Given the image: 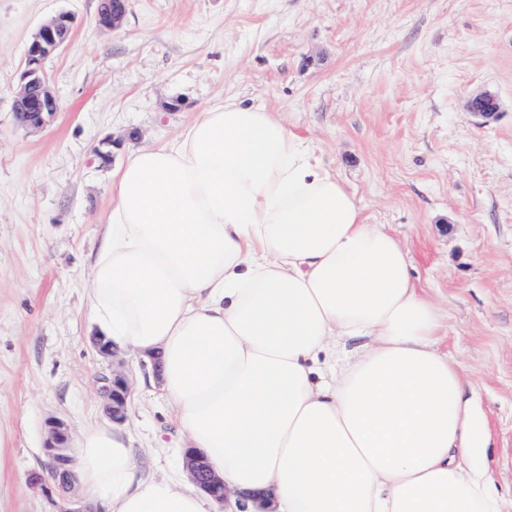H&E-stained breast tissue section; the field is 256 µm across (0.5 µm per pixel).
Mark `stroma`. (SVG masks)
Masks as SVG:
<instances>
[{"label": "stroma", "instance_id": "35a3bbf8", "mask_svg": "<svg viewBox=\"0 0 512 512\" xmlns=\"http://www.w3.org/2000/svg\"><path fill=\"white\" fill-rule=\"evenodd\" d=\"M98 4L0 0V512L84 508L78 487L32 478L49 420L75 439L109 423L112 362L85 308L96 226L131 151L228 99L279 113L367 223L404 244L443 310L442 346L476 393L484 464L512 512V0H129L115 32L98 26ZM61 11L76 25L46 63L59 110L29 129L14 112L26 49ZM477 90L497 96L494 119L467 111ZM119 360L136 466L186 478L150 362L128 349Z\"/></svg>", "mask_w": 512, "mask_h": 512}]
</instances>
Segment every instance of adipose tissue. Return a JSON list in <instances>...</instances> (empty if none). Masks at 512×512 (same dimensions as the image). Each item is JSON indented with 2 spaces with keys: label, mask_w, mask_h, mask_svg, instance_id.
Wrapping results in <instances>:
<instances>
[{
  "label": "adipose tissue",
  "mask_w": 512,
  "mask_h": 512,
  "mask_svg": "<svg viewBox=\"0 0 512 512\" xmlns=\"http://www.w3.org/2000/svg\"><path fill=\"white\" fill-rule=\"evenodd\" d=\"M98 234L90 315L156 359L178 431L230 491L271 512H502L439 307L277 113L218 103L130 154ZM76 479L97 512H224L138 473L107 427L84 430Z\"/></svg>",
  "instance_id": "1"
}]
</instances>
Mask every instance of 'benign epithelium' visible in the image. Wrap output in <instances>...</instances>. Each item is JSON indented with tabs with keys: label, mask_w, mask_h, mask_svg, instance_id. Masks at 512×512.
I'll list each match as a JSON object with an SVG mask.
<instances>
[{
	"label": "benign epithelium",
	"mask_w": 512,
	"mask_h": 512,
	"mask_svg": "<svg viewBox=\"0 0 512 512\" xmlns=\"http://www.w3.org/2000/svg\"><path fill=\"white\" fill-rule=\"evenodd\" d=\"M127 14V0H102L97 21L100 27L118 30ZM73 28V18L67 13H59L43 22L31 40L25 67L20 75L19 90L15 99V113L18 121L26 128L42 129L49 124L58 108H46L45 101L53 100L46 72L45 62L57 53L69 40ZM469 113L482 119H491L498 114V99L486 91L472 93L466 103ZM104 402L108 418L121 423L126 418L127 399L131 385L127 376L112 370L105 378ZM71 440L67 424L60 419L47 423V438L44 444L45 455L56 472L64 475L74 463L69 446ZM186 471L195 485L213 498L225 502L230 491L224 480L215 474L206 458L194 448L183 449Z\"/></svg>",
	"instance_id": "7a95c632"
}]
</instances>
